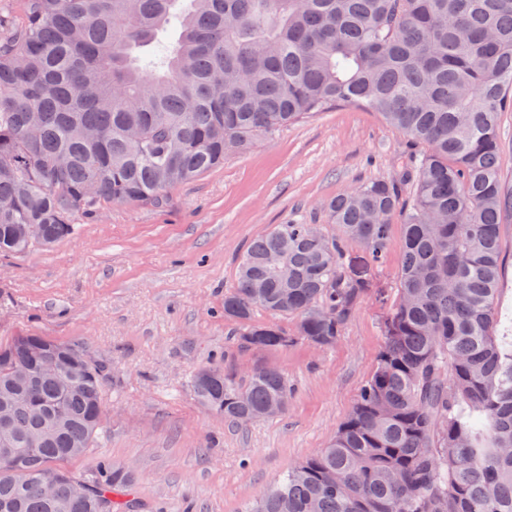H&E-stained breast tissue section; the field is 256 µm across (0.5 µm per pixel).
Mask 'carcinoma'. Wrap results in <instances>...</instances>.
I'll use <instances>...</instances> for the list:
<instances>
[{
    "instance_id": "carcinoma-1",
    "label": "carcinoma",
    "mask_w": 512,
    "mask_h": 512,
    "mask_svg": "<svg viewBox=\"0 0 512 512\" xmlns=\"http://www.w3.org/2000/svg\"><path fill=\"white\" fill-rule=\"evenodd\" d=\"M353 103L422 147L400 179L353 187L320 224L254 238L224 295L245 351L336 344L405 217L377 365L329 445L245 512H512V342L498 336V113L512 109V0H21L0 21V255L71 236L109 203L154 202L258 138ZM277 257L279 268L268 260ZM44 336L0 344V512H131V474L75 476L101 429L103 368ZM59 365L37 372L40 355ZM198 402L264 419L288 379L199 369ZM54 479L58 497L42 494Z\"/></svg>"
}]
</instances>
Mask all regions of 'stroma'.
Segmentation results:
<instances>
[{
    "mask_svg": "<svg viewBox=\"0 0 512 512\" xmlns=\"http://www.w3.org/2000/svg\"><path fill=\"white\" fill-rule=\"evenodd\" d=\"M415 149L381 116L344 104L258 139L156 203H112L50 248L0 258V342L33 334L80 345L105 373L102 431L66 462L130 472L138 512H244L297 462L325 448L371 376L400 270L403 215L390 226L374 291L336 345L237 349L224 296L250 241L278 224L327 225L325 203L358 183L398 178ZM278 367L286 415L236 425L203 408L191 378Z\"/></svg>",
    "mask_w": 512,
    "mask_h": 512,
    "instance_id": "stroma-1",
    "label": "stroma"
}]
</instances>
